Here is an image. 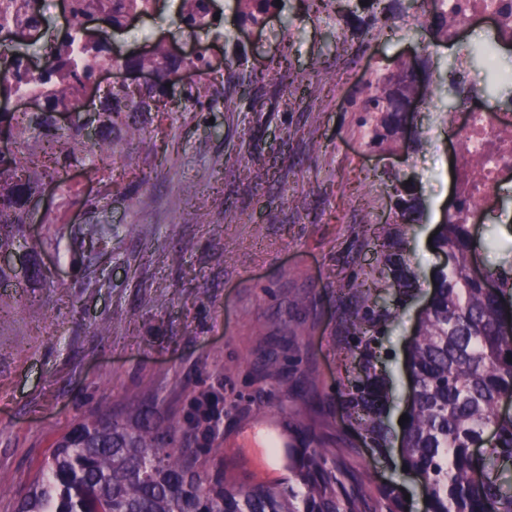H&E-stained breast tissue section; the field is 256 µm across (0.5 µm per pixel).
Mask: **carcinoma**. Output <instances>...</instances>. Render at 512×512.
I'll list each match as a JSON object with an SVG mask.
<instances>
[{"label":"carcinoma","mask_w":512,"mask_h":512,"mask_svg":"<svg viewBox=\"0 0 512 512\" xmlns=\"http://www.w3.org/2000/svg\"><path fill=\"white\" fill-rule=\"evenodd\" d=\"M367 2L369 20L386 25L401 0H346ZM426 2L429 48L448 36V12ZM244 27H261L276 0H235ZM196 0H180L183 21L194 26L200 19ZM84 23L74 18L71 33L47 51L57 62L49 72L50 86L39 112L0 109V128L18 145L0 155V251L12 248L23 234L30 199L44 182L61 183L70 167L99 170L112 147L141 139L148 104L169 98L166 83L188 65L162 44L148 55L122 57L125 68L150 71L155 82L143 89H112L101 108L88 112L82 98L95 72L110 64L97 41L82 46L80 63L69 61L73 34ZM214 77L186 101L224 97ZM430 79L409 74L402 80L405 97L423 98ZM394 89L384 74H376L365 89L349 101L350 111L372 151L386 148L389 138L406 125L405 115L393 104ZM396 223L420 222V205L406 191L396 190ZM43 223L55 228L42 245L52 246L67 237L72 245L97 242L107 245L111 229L86 224L78 234L67 232L61 213H47ZM382 281L402 304L419 288L417 273L403 255L400 231L384 239ZM433 247L448 251L454 264L432 281L429 307L422 313L405 350L408 375L414 379L413 401L399 436L404 472L426 484L427 512H512V485L505 486L502 466L512 463V415L498 404L512 399V310L503 302L512 288V269L490 271L499 284L486 291L472 273L471 225L447 221L439 225ZM26 279L43 283L37 248L27 251ZM391 318L389 309L366 298L354 324V334L365 340L359 375L348 388L346 403L354 422L379 453H391L387 423L392 399L390 380L377 372L373 333ZM172 428L150 413L125 417L100 411L79 420L58 439L42 464L38 478L21 496L18 512H358L344 497L336 478L326 468L325 454L313 448L288 456L289 477L276 487L261 483L237 485L226 473L208 480L197 469L198 458L175 447ZM381 512H404V489L397 484L379 488Z\"/></svg>","instance_id":"obj_1"}]
</instances>
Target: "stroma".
I'll return each instance as SVG.
<instances>
[{
  "mask_svg": "<svg viewBox=\"0 0 512 512\" xmlns=\"http://www.w3.org/2000/svg\"><path fill=\"white\" fill-rule=\"evenodd\" d=\"M219 31L188 35L173 22L178 0L119 35L125 53L157 42L207 51L214 66L242 53L239 80L225 84V111L151 113L141 144L121 145L111 171L70 173L76 203L55 196L70 229L108 224L107 248L76 252L70 240L40 247L47 285L0 288V512H16L54 439L72 421L107 406L150 411L198 451L208 477L248 485L288 474L272 466L257 432L274 423L297 452L323 449L341 491L379 512L377 488L405 486L407 512H425V491L399 461L385 463L358 431L345 389L359 371L352 322L361 285L384 262L379 234L393 222L395 187L422 202L405 254L422 286L378 335L379 370L393 387L390 426L406 409L404 351L431 274L441 262L428 243L453 208L448 107L460 65L485 82L470 48L489 24L465 29L431 53L430 109L416 107L411 146L394 136L370 152L347 101L376 71L399 73L429 39L425 5L413 0L384 31L326 15L307 0H285L263 28L242 30L233 0H217ZM289 71L274 69L280 55ZM474 230L473 254L487 270L512 264L498 212L512 211V187ZM123 311L112 322L113 311ZM108 333H101L102 323ZM278 359L290 384L310 389V406L286 400L278 378L259 367ZM221 383V414L201 449L187 422L194 401Z\"/></svg>",
  "mask_w": 512,
  "mask_h": 512,
  "instance_id": "1",
  "label": "stroma"
}]
</instances>
